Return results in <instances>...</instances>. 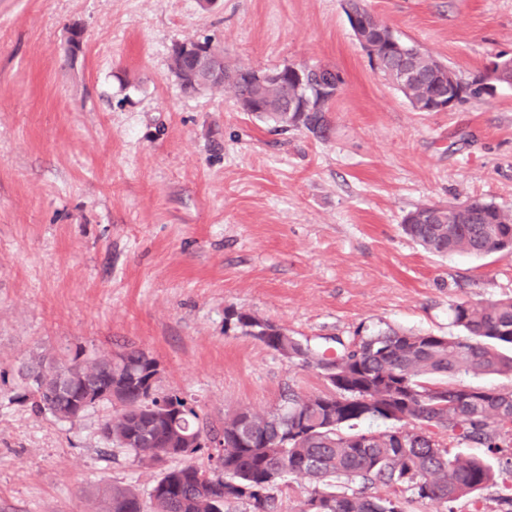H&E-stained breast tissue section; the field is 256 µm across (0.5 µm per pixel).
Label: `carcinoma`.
Listing matches in <instances>:
<instances>
[{
	"instance_id": "obj_1",
	"label": "carcinoma",
	"mask_w": 512,
	"mask_h": 512,
	"mask_svg": "<svg viewBox=\"0 0 512 512\" xmlns=\"http://www.w3.org/2000/svg\"><path fill=\"white\" fill-rule=\"evenodd\" d=\"M385 60L386 75L398 81L401 53L376 46ZM414 72L412 94L427 100L448 94V73L421 50L410 56ZM247 69L224 66L223 88L243 102L257 93L245 79ZM331 70L314 79L312 109L302 127L316 137L328 129L331 99L320 98L317 87ZM406 235L425 251L448 255L485 256L512 240V214L480 199L464 211L440 213L436 224H404ZM461 336L407 334L392 328L360 336L351 346L328 356L288 335L282 328L254 315L235 312V328L261 341L293 363L320 367L326 362L344 374L338 395H281L274 409L258 414L241 409L224 420L220 430L201 418L196 405L176 393L177 427L208 441L218 436L223 447L181 448L164 436L155 415L157 399H147L146 354L122 347L114 358L82 359L69 365L80 386L93 393L107 383L127 412L108 414L102 428L112 427L105 442L131 454L133 461L151 466L170 459L184 463L168 469L153 486L149 512H224L226 504L241 502L249 512H278V496L290 476L313 479L302 512H405L398 497L360 496L333 490L331 481L357 477L394 491H410L420 500L442 505L479 492L494 482L493 469L483 460L450 455L445 438H461L499 447L494 426L512 422V391L485 389L479 397H462L473 386L464 376H512V298L487 303L459 301L451 305ZM33 407L61 421L70 420L71 392L67 383L39 372L33 379ZM373 417L394 423L392 430L354 439V421ZM206 456L211 472L192 463ZM107 512H135L136 492L114 486L107 493Z\"/></svg>"
}]
</instances>
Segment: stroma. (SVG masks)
I'll list each match as a JSON object with an SVG mask.
<instances>
[{
    "label": "stroma",
    "mask_w": 512,
    "mask_h": 512,
    "mask_svg": "<svg viewBox=\"0 0 512 512\" xmlns=\"http://www.w3.org/2000/svg\"><path fill=\"white\" fill-rule=\"evenodd\" d=\"M366 4L487 94L416 111L344 0H0V512H105L103 488L145 500L167 470L104 442L110 404L71 422L36 411L23 366L131 343L158 361L159 392L219 429L285 390H328L320 369L229 329L230 312L322 345L388 327L456 336L451 304L512 298V251L436 256L401 228L431 204L512 212V87L494 74L512 58V0ZM205 38L232 66L332 68L326 135L270 131L228 89L184 93L172 48ZM448 451L496 473L454 512H499L501 453Z\"/></svg>",
    "instance_id": "obj_1"
}]
</instances>
